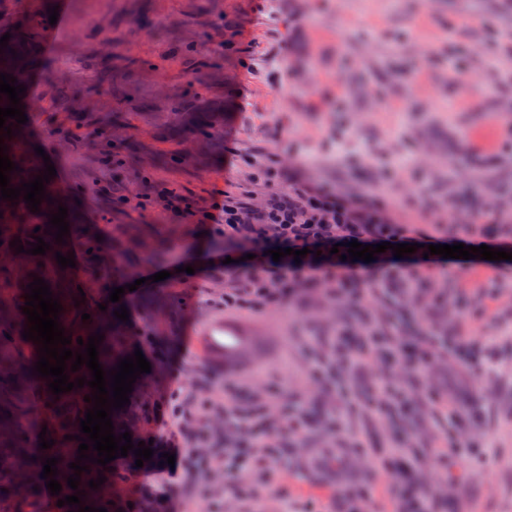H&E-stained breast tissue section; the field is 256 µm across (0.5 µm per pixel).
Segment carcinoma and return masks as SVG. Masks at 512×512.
I'll use <instances>...</instances> for the list:
<instances>
[{
  "instance_id": "cac0c4a2",
  "label": "carcinoma",
  "mask_w": 512,
  "mask_h": 512,
  "mask_svg": "<svg viewBox=\"0 0 512 512\" xmlns=\"http://www.w3.org/2000/svg\"><path fill=\"white\" fill-rule=\"evenodd\" d=\"M46 18L42 13L28 15L15 34L9 39L8 46L0 50V73L13 75L17 84L26 82L35 60V52ZM15 53H10V50ZM5 125L11 126L14 135L3 138L7 145L9 159L23 171L9 174V187H20L38 175L44 174L41 157L35 153L34 144L21 125L8 119ZM46 198L41 200L39 212H30L24 196L5 208L0 209V512H78L79 507H103L107 512H132L128 503H135L134 494L125 498L114 499L108 489L127 480L135 470L134 451L128 456L118 457L105 466L85 462L89 472H81L78 490L67 485V478L75 473L69 463L76 461L79 441L66 440V435H81L80 420L92 404L84 397L93 393L92 388L84 386L73 388L69 392L55 395L48 389L53 378H42L32 374V368L39 356L30 354V350L39 349L38 343L24 340L22 332L28 324L27 316L22 313L25 306L27 285L39 277L50 286L52 297L59 299L62 311L59 323L65 329L64 336L71 337L68 348L72 352H81L83 347L77 338L88 342V337L99 332L104 335L99 351V363L109 370L118 361L128 356L127 347L122 343L124 334L123 321L114 316L120 303L102 311L98 304L103 302L105 289L87 286L77 281L71 268L62 269L57 263L55 253H64L73 238L77 237L80 217L68 197L54 183L44 184ZM53 198L48 203L47 197ZM68 208L70 233L64 236L66 243H58L54 238L56 229L49 224V215L58 212V207ZM40 231H34L35 227ZM41 237L50 244L46 254L31 255L18 253L10 246L15 240H21L24 249H30L35 238ZM79 242L83 250L91 251V257L98 268H104L111 262V257L102 251L98 244L89 237H82ZM80 305H75V301ZM90 314V319L83 321L81 316ZM47 428L45 439L54 440L48 449L39 448L38 438L42 428ZM58 458L57 481L62 490L51 495L46 487V479L37 477L26 483L20 482V473L34 469L42 472V462L47 458ZM106 477L104 483L96 489L88 486V481L98 475ZM85 491L81 505L57 506V501L66 495H75Z\"/></svg>"
}]
</instances>
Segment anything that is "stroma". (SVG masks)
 Returning <instances> with one entry per match:
<instances>
[{
	"instance_id": "obj_1",
	"label": "stroma",
	"mask_w": 512,
	"mask_h": 512,
	"mask_svg": "<svg viewBox=\"0 0 512 512\" xmlns=\"http://www.w3.org/2000/svg\"><path fill=\"white\" fill-rule=\"evenodd\" d=\"M27 84V125L56 184L79 200L104 246L123 251L105 287L126 293L128 344L151 364L133 392L143 427L165 452L187 447L174 412L224 419V382L243 401L320 411L327 426L289 435L267 478L225 469L223 431L198 450V468L143 473L139 494L161 492L163 512H397L393 473L375 475L376 449L409 452L436 512H512V261L453 260L424 272L436 306L399 304L358 274L361 308L387 336L418 341L461 333L486 370L438 352L408 390L431 399L457 379L451 425L377 422L365 405L383 368L338 376L336 331L349 306L324 294L254 313L224 302L232 276L208 265L215 236L205 214L225 195L262 202L255 164L306 176L394 223L448 236V202L512 210V0H57ZM222 110V125L178 126L176 111ZM427 193V223L414 198ZM181 201L180 209L168 205ZM200 259L194 273L175 260ZM168 271L162 281L154 274ZM201 336L249 339L243 363L213 356ZM265 490L242 503L238 485Z\"/></svg>"
}]
</instances>
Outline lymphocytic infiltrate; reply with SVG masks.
<instances>
[{
	"label": "lymphocytic infiltrate",
	"instance_id": "obj_1",
	"mask_svg": "<svg viewBox=\"0 0 512 512\" xmlns=\"http://www.w3.org/2000/svg\"><path fill=\"white\" fill-rule=\"evenodd\" d=\"M255 175L269 187L261 206L228 199L206 216L223 227V254L231 259L228 271L245 274L241 287L225 295V303L259 311L280 304L298 284L310 287L319 281L327 283L337 305L355 303L358 296L349 284L360 263L340 260L331 252L333 245L355 240L364 245L418 244V251L401 258L389 250L377 254L375 263L387 271L383 291L430 305V290L420 273L445 263L441 256L423 255L421 248L431 244V236L387 222L378 208L354 207L329 187L283 186L274 166L259 165ZM279 247L287 254L276 262L270 252ZM300 249L304 257L294 259V251ZM379 343V337L361 335L356 329L339 331V366L356 376L365 374ZM309 425L306 415L275 414L262 402L241 406L235 386H224L225 464L244 471L269 467L280 451L279 439ZM391 468L403 486V512H429L417 458L395 449Z\"/></svg>",
	"mask_w": 512,
	"mask_h": 512
}]
</instances>
